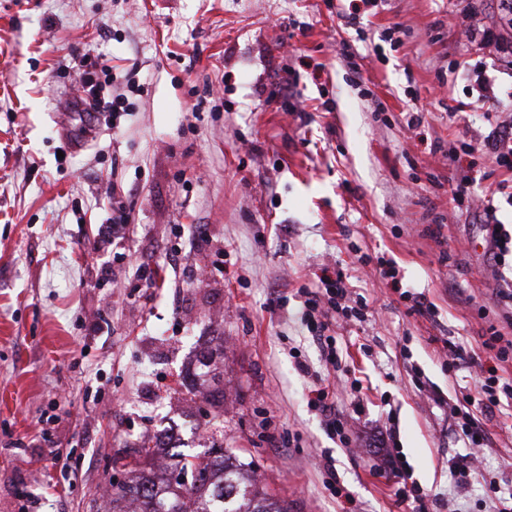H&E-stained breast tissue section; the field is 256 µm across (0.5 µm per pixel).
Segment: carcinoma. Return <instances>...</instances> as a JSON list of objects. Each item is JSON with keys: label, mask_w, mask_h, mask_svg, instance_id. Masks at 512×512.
Listing matches in <instances>:
<instances>
[{"label": "carcinoma", "mask_w": 512, "mask_h": 512, "mask_svg": "<svg viewBox=\"0 0 512 512\" xmlns=\"http://www.w3.org/2000/svg\"><path fill=\"white\" fill-rule=\"evenodd\" d=\"M207 459L194 462L172 447L180 473L190 483L166 474L140 469L130 482L111 493L112 512H124L119 503L135 505L134 512H289L288 503L260 485L251 463L211 447Z\"/></svg>", "instance_id": "cac0c4a2"}]
</instances>
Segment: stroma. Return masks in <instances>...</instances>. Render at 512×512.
I'll return each instance as SVG.
<instances>
[{
	"label": "stroma",
	"instance_id": "stroma-1",
	"mask_svg": "<svg viewBox=\"0 0 512 512\" xmlns=\"http://www.w3.org/2000/svg\"><path fill=\"white\" fill-rule=\"evenodd\" d=\"M339 7L0 0V512H104L101 488L171 434L251 461L290 512H336L333 483L359 512H411L372 447L388 425L420 489L456 495L448 404L480 368L449 379L444 342L478 354L502 323L486 205L512 226L501 173L460 142L512 121V56L481 35L512 29L496 0H369L356 27ZM80 56L121 117L92 110ZM116 200L128 224L106 237ZM327 268L369 302L331 328L363 384L336 395L357 455L309 404L334 373L298 291ZM217 336L220 409L188 379ZM488 429L483 466L512 490V406Z\"/></svg>",
	"mask_w": 512,
	"mask_h": 512
}]
</instances>
